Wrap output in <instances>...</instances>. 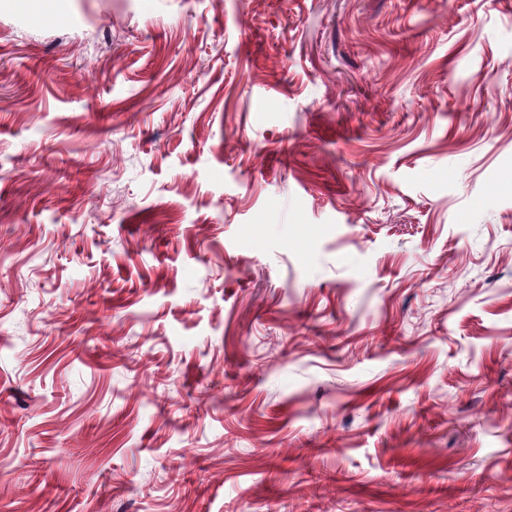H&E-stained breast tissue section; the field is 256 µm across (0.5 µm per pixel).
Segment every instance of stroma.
Wrapping results in <instances>:
<instances>
[{"label": "stroma", "instance_id": "1", "mask_svg": "<svg viewBox=\"0 0 512 512\" xmlns=\"http://www.w3.org/2000/svg\"><path fill=\"white\" fill-rule=\"evenodd\" d=\"M0 512H512V0H0Z\"/></svg>", "mask_w": 512, "mask_h": 512}]
</instances>
